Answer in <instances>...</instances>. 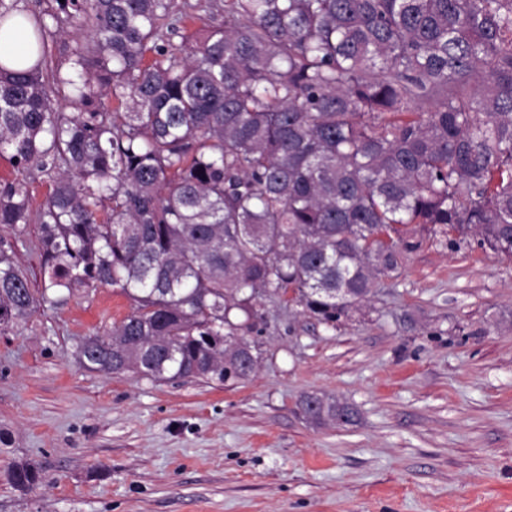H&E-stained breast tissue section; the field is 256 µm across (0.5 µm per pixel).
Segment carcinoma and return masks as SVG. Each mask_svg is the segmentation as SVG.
<instances>
[{
	"mask_svg": "<svg viewBox=\"0 0 512 512\" xmlns=\"http://www.w3.org/2000/svg\"><path fill=\"white\" fill-rule=\"evenodd\" d=\"M53 2L24 15L31 64H0V332L111 285L132 311L76 343L85 369L242 384L265 301L335 326L418 248L412 224L512 257V0H224L222 20ZM73 22L91 31L79 83L49 67ZM31 224L39 288L19 261ZM300 406L358 421L330 395Z\"/></svg>",
	"mask_w": 512,
	"mask_h": 512,
	"instance_id": "cac0c4a2",
	"label": "carcinoma"
}]
</instances>
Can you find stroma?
I'll return each mask as SVG.
<instances>
[{"instance_id": "1", "label": "stroma", "mask_w": 512, "mask_h": 512, "mask_svg": "<svg viewBox=\"0 0 512 512\" xmlns=\"http://www.w3.org/2000/svg\"><path fill=\"white\" fill-rule=\"evenodd\" d=\"M420 239L336 326L267 303L234 386L82 368L132 310L112 286L40 306L0 333V512H512V258ZM311 392L358 423L309 424ZM10 480L18 488L30 489L41 483V475L31 464L19 463L12 469Z\"/></svg>"}]
</instances>
